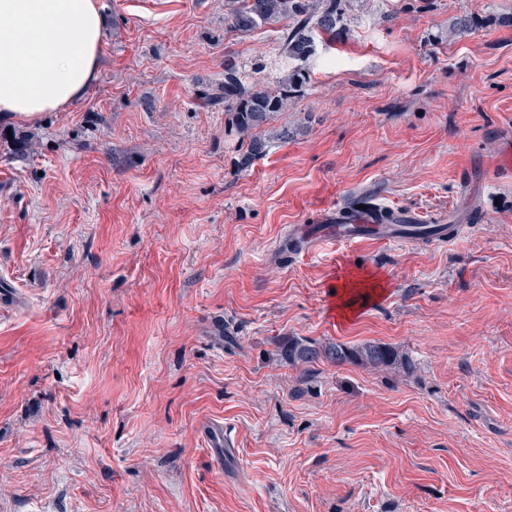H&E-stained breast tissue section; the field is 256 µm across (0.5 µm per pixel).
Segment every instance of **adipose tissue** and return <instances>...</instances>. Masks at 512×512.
I'll return each instance as SVG.
<instances>
[{"label": "adipose tissue", "mask_w": 512, "mask_h": 512, "mask_svg": "<svg viewBox=\"0 0 512 512\" xmlns=\"http://www.w3.org/2000/svg\"><path fill=\"white\" fill-rule=\"evenodd\" d=\"M102 37L98 0H0V118L35 122L85 96Z\"/></svg>", "instance_id": "adipose-tissue-1"}]
</instances>
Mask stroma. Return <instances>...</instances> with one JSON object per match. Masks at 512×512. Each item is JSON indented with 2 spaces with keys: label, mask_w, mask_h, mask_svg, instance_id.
Masks as SVG:
<instances>
[{
  "label": "stroma",
  "mask_w": 512,
  "mask_h": 512,
  "mask_svg": "<svg viewBox=\"0 0 512 512\" xmlns=\"http://www.w3.org/2000/svg\"><path fill=\"white\" fill-rule=\"evenodd\" d=\"M99 72L0 119V512H512V0H353L239 169L224 0H99ZM475 17L468 33L452 28ZM449 241L285 243L356 195ZM386 291L339 319L343 269ZM387 343L408 368L288 338ZM237 445L216 468L199 428ZM288 359L302 365L326 361L334 365L356 363L377 369L399 364L400 355L394 347L383 343L347 346L338 342H328L317 346L297 339H288Z\"/></svg>",
  "instance_id": "obj_1"
}]
</instances>
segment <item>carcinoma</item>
<instances>
[{
    "instance_id": "1",
    "label": "carcinoma",
    "mask_w": 512,
    "mask_h": 512,
    "mask_svg": "<svg viewBox=\"0 0 512 512\" xmlns=\"http://www.w3.org/2000/svg\"><path fill=\"white\" fill-rule=\"evenodd\" d=\"M349 0H225L224 27L230 33H247L263 25H280L272 65L283 76L277 88L253 82L255 67L230 61L224 64V83L217 99L224 102L229 128L245 136L289 110L291 99L304 93L310 81L307 61L315 54L316 40L336 42L346 34ZM288 359L303 365L326 361L334 365L356 363L369 368L399 363L398 351L383 343L347 346L328 342L321 346L288 340Z\"/></svg>"
}]
</instances>
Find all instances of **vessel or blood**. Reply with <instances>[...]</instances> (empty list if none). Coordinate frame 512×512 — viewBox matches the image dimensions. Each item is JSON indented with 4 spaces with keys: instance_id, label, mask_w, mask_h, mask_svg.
Instances as JSON below:
<instances>
[{
    "instance_id": "1",
    "label": "vessel or blood",
    "mask_w": 512,
    "mask_h": 512,
    "mask_svg": "<svg viewBox=\"0 0 512 512\" xmlns=\"http://www.w3.org/2000/svg\"><path fill=\"white\" fill-rule=\"evenodd\" d=\"M377 209L373 201L358 195L348 205H331L322 209L319 221L306 226L304 233L312 240L325 243L331 240L357 243L374 241L380 244L419 239L420 225L425 218L413 209H393L389 212L388 228L376 229Z\"/></svg>"
}]
</instances>
